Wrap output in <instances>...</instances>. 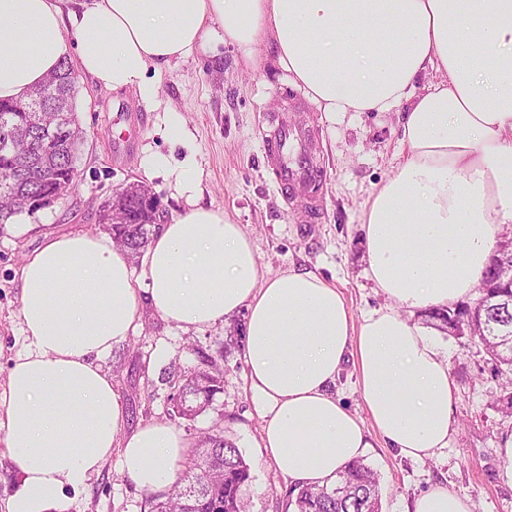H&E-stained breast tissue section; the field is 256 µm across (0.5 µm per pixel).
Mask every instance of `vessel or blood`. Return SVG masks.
<instances>
[{
	"mask_svg": "<svg viewBox=\"0 0 512 512\" xmlns=\"http://www.w3.org/2000/svg\"><path fill=\"white\" fill-rule=\"evenodd\" d=\"M264 134L265 158L286 201L303 199L309 223L319 219L327 182V173L311 153V133L305 124L292 120L287 113L267 119Z\"/></svg>",
	"mask_w": 512,
	"mask_h": 512,
	"instance_id": "vessel-or-blood-1",
	"label": "vessel or blood"
}]
</instances>
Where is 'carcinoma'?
I'll return each mask as SVG.
<instances>
[{"label":"carcinoma","mask_w":512,"mask_h":512,"mask_svg":"<svg viewBox=\"0 0 512 512\" xmlns=\"http://www.w3.org/2000/svg\"><path fill=\"white\" fill-rule=\"evenodd\" d=\"M72 66L64 61L56 75L60 78L58 98L36 102L34 110L23 112L15 102L0 101V218L9 220L7 198L15 193L30 197L51 187L71 182L74 157L84 137L82 128L70 129L64 119L52 134L43 128L53 124L58 110L74 107V92L67 84ZM146 187L132 183L113 201L125 209L130 224H112V211L102 215L111 225L115 244L131 257L148 245L150 225L156 223V210L141 206L139 197ZM483 316L484 332L468 340L483 346L495 362V372L512 374V288L502 289ZM455 304L435 307L422 316L438 330L447 331L448 316ZM206 368L177 377L174 384L182 408L191 414L203 413L221 390V371L211 358L203 357ZM184 467L197 472L192 485L176 482L168 491L150 496V512H246L241 488L250 479V468L236 446L218 427L200 433L189 451ZM220 510H214V505ZM295 512H381V487L377 473L363 460H356L322 486L300 487L294 500Z\"/></svg>","instance_id":"1"}]
</instances>
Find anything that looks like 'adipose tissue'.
<instances>
[{
    "instance_id": "adipose-tissue-1",
    "label": "adipose tissue",
    "mask_w": 512,
    "mask_h": 512,
    "mask_svg": "<svg viewBox=\"0 0 512 512\" xmlns=\"http://www.w3.org/2000/svg\"><path fill=\"white\" fill-rule=\"evenodd\" d=\"M206 44L252 68L267 48L326 114L400 111L398 164L363 211L368 277L390 305L357 322L316 273L269 275L243 227L199 204L194 157L149 154L146 178L173 175L185 207L140 260L109 235L69 232L20 268L26 344L0 390L19 479L9 512H68L67 491L115 452L143 489L180 477L182 432L161 421L125 432L102 367L144 305L185 330L244 313L261 446L292 481L335 477L375 436L418 459L448 445V356L408 315L469 294L512 224V0H0V99L24 98L66 60L153 97L151 73ZM347 362L363 419L331 392Z\"/></svg>"
}]
</instances>
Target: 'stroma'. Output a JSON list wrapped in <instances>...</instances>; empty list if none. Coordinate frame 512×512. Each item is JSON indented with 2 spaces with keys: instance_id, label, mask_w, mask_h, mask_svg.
<instances>
[{
  "instance_id": "35a3bbf8",
  "label": "stroma",
  "mask_w": 512,
  "mask_h": 512,
  "mask_svg": "<svg viewBox=\"0 0 512 512\" xmlns=\"http://www.w3.org/2000/svg\"><path fill=\"white\" fill-rule=\"evenodd\" d=\"M261 65L244 69L233 47L198 51L194 58L163 71L156 99L137 92L115 93L78 73L76 112L86 136L74 158V191L52 206L14 216L0 224V390L9 359L24 346L18 318V272L25 256L49 234L106 233L99 208L116 188L147 181L158 210L171 217L184 201L172 180H145L141 163L159 151L182 159L193 154L203 171L204 205L224 210L250 236L260 265L276 274L296 268L317 273L340 288L354 316L384 307L367 277L362 210L375 184L389 177L397 150L398 115L348 112L327 116L277 69L270 53ZM288 112L311 129V150L328 173L320 223L307 224L301 204L286 203L265 164L267 116ZM185 132L173 145L161 133ZM29 225L19 235L16 225ZM427 337L448 352L456 391L453 433L447 447L414 460L396 449L375 446L364 461L380 478L381 512H407L416 496L445 485L469 497L476 512H512V485L501 477L500 439L512 432L500 378L481 345L424 325ZM244 316L200 329L183 330L143 310L137 334L114 346L103 366L112 376L126 411V430L164 421L187 440L222 422L224 434L240 448L251 471L243 489L249 512H291L294 485L274 469L260 448L262 421L251 403L242 357ZM216 358L224 391L194 420L172 413L169 373L201 366V354ZM148 491L124 475L112 454L87 487L71 496L68 512H149Z\"/></svg>"
}]
</instances>
